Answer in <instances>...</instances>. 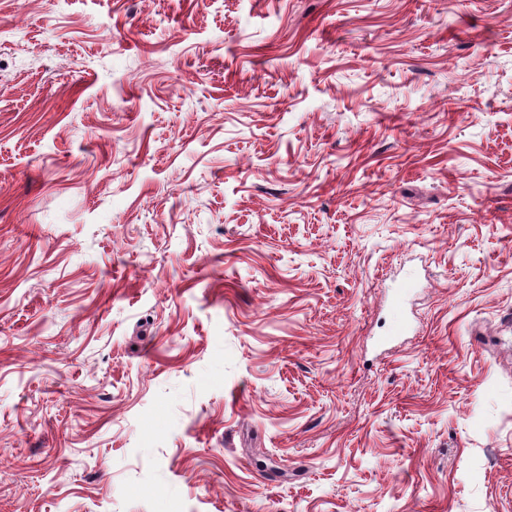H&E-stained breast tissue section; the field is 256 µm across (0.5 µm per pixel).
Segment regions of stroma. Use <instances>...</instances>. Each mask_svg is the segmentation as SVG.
Listing matches in <instances>:
<instances>
[{
  "instance_id": "1",
  "label": "stroma",
  "mask_w": 512,
  "mask_h": 512,
  "mask_svg": "<svg viewBox=\"0 0 512 512\" xmlns=\"http://www.w3.org/2000/svg\"><path fill=\"white\" fill-rule=\"evenodd\" d=\"M0 512H512V0H0Z\"/></svg>"
}]
</instances>
